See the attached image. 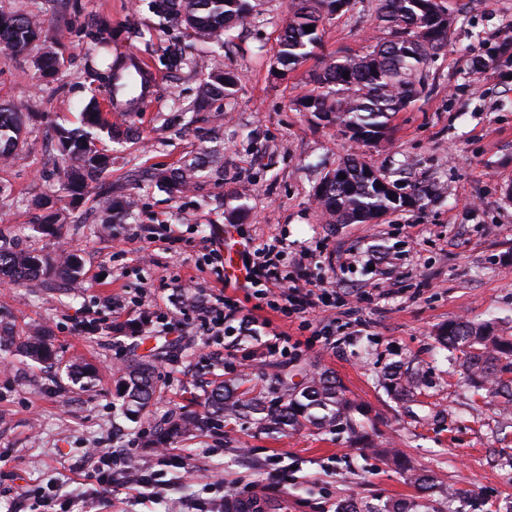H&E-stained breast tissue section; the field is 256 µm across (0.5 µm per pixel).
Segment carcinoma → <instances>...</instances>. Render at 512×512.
I'll list each match as a JSON object with an SVG mask.
<instances>
[{"instance_id": "cac0c4a2", "label": "carcinoma", "mask_w": 512, "mask_h": 512, "mask_svg": "<svg viewBox=\"0 0 512 512\" xmlns=\"http://www.w3.org/2000/svg\"><path fill=\"white\" fill-rule=\"evenodd\" d=\"M349 5L350 0H289L287 22L278 36L276 63L286 69L307 59L317 35L314 31L305 32V27L316 25L323 14H333ZM160 8L169 21L185 25L216 45L224 43L233 24L247 20L253 12L251 0H162ZM375 10L386 37L361 55L343 56L313 71L309 78L314 89L299 99V105L329 122L338 121L347 129L377 137L384 130L380 118L401 111L422 92L429 63L448 44L454 11L449 0H376ZM39 31L40 22L33 17L0 14V45L12 54L22 51ZM110 72L112 96L135 102L136 71L117 61L110 66ZM235 86L232 72H213L200 84L198 100L208 104L229 97ZM82 121L84 127L80 129L57 131L59 147L70 161L61 170V186L71 196L81 194L88 182L104 178L112 167V156L97 147L99 133L112 132V124L101 112L97 97H91L85 106ZM23 125L22 113L0 105L1 157L16 148ZM200 165V159L191 158L179 167L158 169L153 176L169 193L180 194L198 181ZM371 169L373 166L365 161L350 157L324 176L315 196L329 223H368L399 207L393 196L378 187L377 179L384 180L386 176L380 173L371 177ZM338 174L343 178H336ZM132 213L131 200L109 204L99 231L109 232L115 217L125 220ZM81 267L75 253L64 259L52 258L0 236V275L15 282H68L79 275ZM435 340L462 354L461 367L475 391L484 390L512 403L511 335L490 321L457 319L442 325ZM5 349L40 364L48 372L57 365L49 338L39 329L21 337L0 324V351ZM150 357V353L135 357L121 370L120 382L125 387L123 397L129 411L145 410L155 396L157 387ZM386 388L395 399L410 401L419 390V382L395 371L388 375ZM358 413L359 405L345 396L336 379L325 374L310 378L300 390L282 381L273 400L253 386L224 381L212 388L201 410L157 429L155 434L161 440H169L186 433H207L226 427L231 419L244 414L253 416L258 428L273 432L307 424L330 432L343 430L357 447L384 458L414 483L441 488L438 478L416 472L403 454L380 447L366 426L356 421ZM417 507L414 501H396L380 509L367 506L362 510L357 503L348 501L340 506V512H417Z\"/></svg>"}]
</instances>
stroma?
<instances>
[{
	"label": "stroma",
	"instance_id": "1",
	"mask_svg": "<svg viewBox=\"0 0 512 512\" xmlns=\"http://www.w3.org/2000/svg\"><path fill=\"white\" fill-rule=\"evenodd\" d=\"M448 46L430 63L423 93L392 113L378 142L356 143L339 125L301 111L308 74L322 62L362 54L383 35L372 0H351L323 18L310 59L286 76L272 73L287 0H254V12L223 46L164 20L154 0H0V13L34 15L42 33L18 54L0 53V104L24 113L26 143L0 162V233L23 247L57 256L77 253V280L52 286L0 276V322L23 335L43 328L60 365L81 359L96 377L87 388L52 376L28 359L0 353V512H27V495L56 487L62 512H189L185 503L256 499L287 493L293 512H336L352 499L374 504L420 502V512H512V410L475 394L456 355L434 341L456 318L496 320L512 330V0H452ZM111 26L107 48L95 43L100 20ZM59 57L57 77L36 68L46 51ZM136 53L158 82L145 111L114 118V157L105 179L90 182L53 234L37 232L48 215L37 207L57 195L68 159L57 128L81 124L80 105L105 98L97 74ZM482 59L484 75L470 64ZM237 77L234 95L193 111L209 73ZM356 155L421 192L417 206L392 209L370 224L328 223L314 200L324 175ZM199 156L205 178L174 195L152 179L158 168ZM131 197L132 218L98 231L105 197ZM176 225L178 240L152 236ZM287 246L285 271H310L334 304L305 318L259 309L244 280L224 294L253 317L250 331L210 336H131L113 322L112 295L167 304L185 280L207 288L226 256ZM93 329H74L82 315ZM292 352L278 354L275 334ZM159 346L157 394L146 411L123 412L117 365ZM419 374L413 401L394 400L385 376L394 366ZM334 375L362 404L382 445L460 494L421 493L410 479L347 433L312 427L267 434L252 418L231 433L186 435L171 446L166 490L135 496L114 486L108 498L85 496L96 463L89 448L136 447L152 459L154 427L197 409L216 380L274 375L302 384Z\"/></svg>",
	"mask_w": 512,
	"mask_h": 512
}]
</instances>
